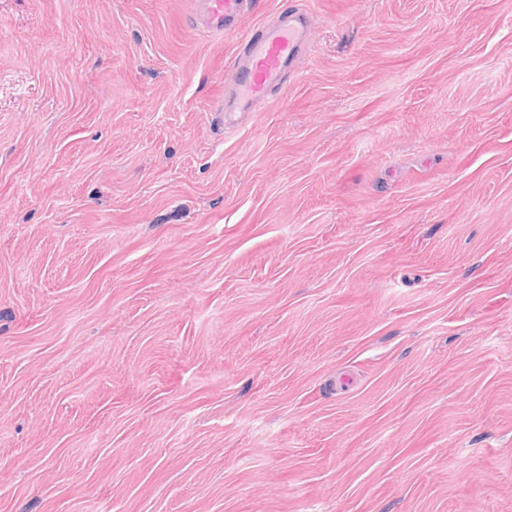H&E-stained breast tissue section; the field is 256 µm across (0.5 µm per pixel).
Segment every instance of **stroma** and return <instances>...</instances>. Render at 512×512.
I'll return each instance as SVG.
<instances>
[{
    "mask_svg": "<svg viewBox=\"0 0 512 512\" xmlns=\"http://www.w3.org/2000/svg\"><path fill=\"white\" fill-rule=\"evenodd\" d=\"M203 2L0 0V512H512V0ZM247 1L252 0H205L212 31L239 35L232 83L224 94V102L214 111L221 120L233 112L249 109L275 90H282L285 74L295 68L313 41L310 23L296 18L291 11L276 26L242 29L238 21Z\"/></svg>",
    "mask_w": 512,
    "mask_h": 512,
    "instance_id": "1",
    "label": "stroma"
}]
</instances>
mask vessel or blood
<instances>
[{
  "mask_svg": "<svg viewBox=\"0 0 512 512\" xmlns=\"http://www.w3.org/2000/svg\"><path fill=\"white\" fill-rule=\"evenodd\" d=\"M214 33L238 34L232 63V83L216 114L244 111L259 100L283 89L284 77L305 55L313 41L309 22L288 16L275 26L241 29L239 19L246 0H207Z\"/></svg>",
  "mask_w": 512,
  "mask_h": 512,
  "instance_id": "vessel-or-blood-1",
  "label": "vessel or blood"
}]
</instances>
